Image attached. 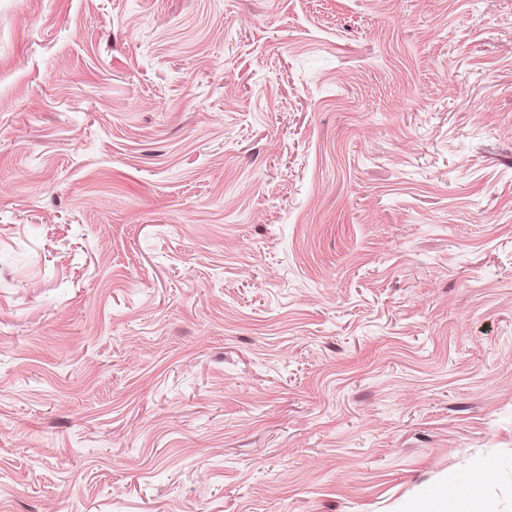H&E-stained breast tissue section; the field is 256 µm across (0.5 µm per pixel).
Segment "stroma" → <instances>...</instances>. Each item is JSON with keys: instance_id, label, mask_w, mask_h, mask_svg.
Returning <instances> with one entry per match:
<instances>
[{"instance_id": "stroma-1", "label": "stroma", "mask_w": 512, "mask_h": 512, "mask_svg": "<svg viewBox=\"0 0 512 512\" xmlns=\"http://www.w3.org/2000/svg\"><path fill=\"white\" fill-rule=\"evenodd\" d=\"M512 512V0H0V512ZM473 489H461L445 483L432 488L425 500L414 507L418 510L404 512H473Z\"/></svg>"}]
</instances>
